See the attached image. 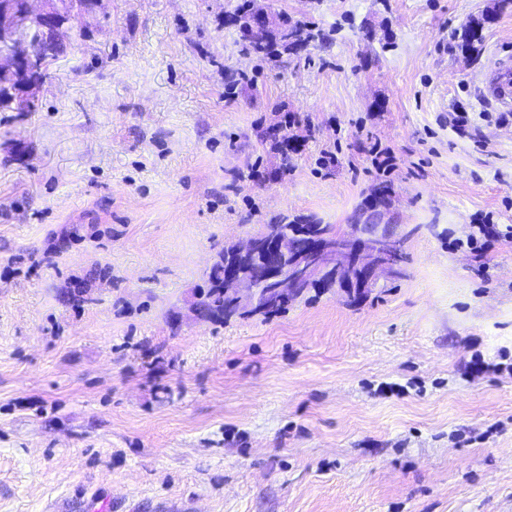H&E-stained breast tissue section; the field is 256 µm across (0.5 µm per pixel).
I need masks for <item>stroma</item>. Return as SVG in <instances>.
<instances>
[{"mask_svg":"<svg viewBox=\"0 0 512 512\" xmlns=\"http://www.w3.org/2000/svg\"><path fill=\"white\" fill-rule=\"evenodd\" d=\"M240 2L104 0L0 112V512H512V240L448 247L512 225V0H257L309 34L272 60ZM371 214L399 275L193 312L224 245ZM484 87L491 98L502 105L512 103V71L502 64L492 69L484 79ZM497 224H475L473 225V232L468 236L466 244L470 249L471 254L476 260L481 261L486 253V247L484 243H481L482 240L496 237L501 238L504 237L506 239H512V226L508 225L506 227V231L503 232L498 230L495 226Z\"/></svg>","mask_w":512,"mask_h":512,"instance_id":"obj_1","label":"stroma"}]
</instances>
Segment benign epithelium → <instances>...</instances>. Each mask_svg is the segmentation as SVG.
<instances>
[{"label":"benign epithelium","instance_id":"obj_1","mask_svg":"<svg viewBox=\"0 0 512 512\" xmlns=\"http://www.w3.org/2000/svg\"><path fill=\"white\" fill-rule=\"evenodd\" d=\"M68 0H0V83L15 88L16 112L29 111L43 83L48 56L38 44L61 20L96 13L102 0H82L76 10H65ZM255 251L264 260L255 276L282 298L304 291L311 282L330 273L344 288H362L378 271L397 272L400 248L392 237L334 233L327 237L305 235L293 246L274 226L252 234L235 245L234 253L246 257ZM224 293L245 311L257 306L255 282L241 275L237 264L224 265Z\"/></svg>","mask_w":512,"mask_h":512}]
</instances>
